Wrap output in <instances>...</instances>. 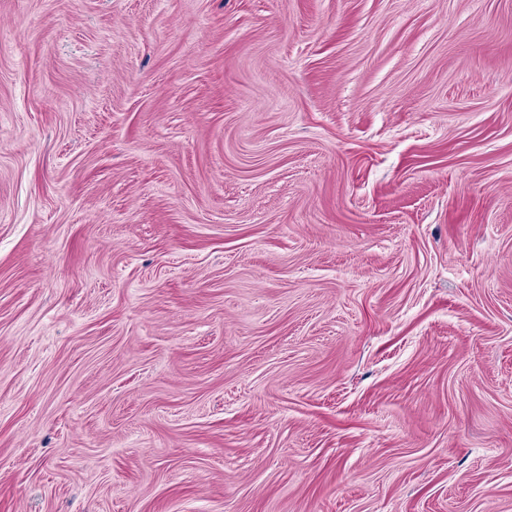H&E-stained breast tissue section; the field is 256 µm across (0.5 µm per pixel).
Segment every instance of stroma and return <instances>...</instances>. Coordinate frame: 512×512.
<instances>
[{"label":"stroma","instance_id":"obj_1","mask_svg":"<svg viewBox=\"0 0 512 512\" xmlns=\"http://www.w3.org/2000/svg\"><path fill=\"white\" fill-rule=\"evenodd\" d=\"M0 512H512V0H0Z\"/></svg>","mask_w":512,"mask_h":512}]
</instances>
